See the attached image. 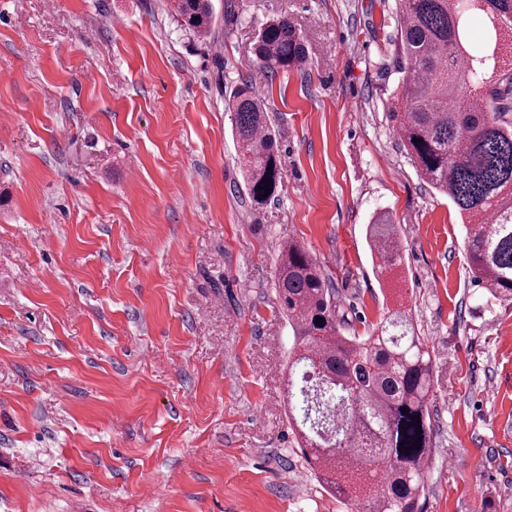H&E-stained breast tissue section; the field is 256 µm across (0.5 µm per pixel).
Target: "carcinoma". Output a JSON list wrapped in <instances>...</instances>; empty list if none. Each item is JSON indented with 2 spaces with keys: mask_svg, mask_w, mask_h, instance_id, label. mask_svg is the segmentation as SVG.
<instances>
[{
  "mask_svg": "<svg viewBox=\"0 0 512 512\" xmlns=\"http://www.w3.org/2000/svg\"><path fill=\"white\" fill-rule=\"evenodd\" d=\"M184 31L204 40L212 0H172ZM393 39L400 78L386 101L400 147L421 179L448 197L466 228L472 277L512 296V60L505 61L512 0H397ZM484 36L475 47L470 22ZM270 76L305 65L299 33L286 18L267 22L253 47ZM236 162L251 206L276 196L282 168L267 106L243 81L229 96ZM271 182L269 194L261 187ZM383 273L401 265L398 226L388 214L367 227ZM276 297L294 336L288 407L305 461L322 485L363 512H421L425 470L434 453L430 425L432 356L411 308H387L365 336L346 332L335 295L310 252L284 243ZM330 430L332 438L321 435Z\"/></svg>",
  "mask_w": 512,
  "mask_h": 512,
  "instance_id": "cac0c4a2",
  "label": "carcinoma"
}]
</instances>
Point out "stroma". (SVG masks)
<instances>
[{
	"label": "stroma",
	"instance_id": "stroma-1",
	"mask_svg": "<svg viewBox=\"0 0 512 512\" xmlns=\"http://www.w3.org/2000/svg\"><path fill=\"white\" fill-rule=\"evenodd\" d=\"M0 0V512H348L288 418L275 293L301 242L365 335L390 304L366 241L389 212L433 356L423 512H512V297L469 273L452 203L385 109L394 0ZM288 17L303 68L269 78ZM266 97L283 172L245 199L225 101ZM174 17L184 31L204 40L209 37L215 14L211 0H171ZM253 52L259 66L270 77L301 68L307 62L301 37L288 18L273 19L263 25Z\"/></svg>",
	"mask_w": 512,
	"mask_h": 512
}]
</instances>
